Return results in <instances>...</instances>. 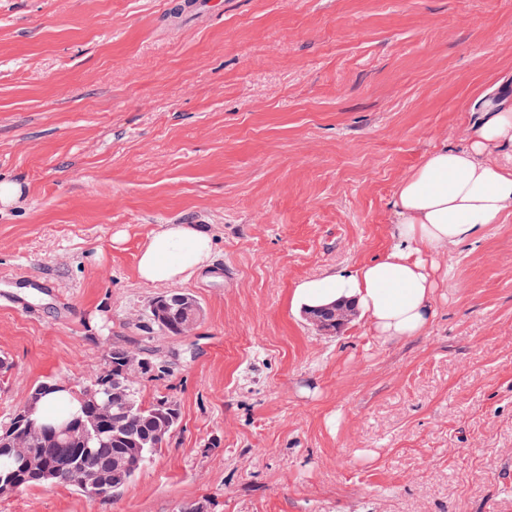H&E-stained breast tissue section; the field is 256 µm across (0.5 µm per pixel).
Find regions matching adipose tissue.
Here are the masks:
<instances>
[{
	"instance_id": "ef3b65f1",
	"label": "adipose tissue",
	"mask_w": 512,
	"mask_h": 512,
	"mask_svg": "<svg viewBox=\"0 0 512 512\" xmlns=\"http://www.w3.org/2000/svg\"><path fill=\"white\" fill-rule=\"evenodd\" d=\"M512 103L485 100L468 144L428 152L398 185L391 207L394 245L352 270L328 271L295 284L290 302L310 313L354 305L374 336L403 342L424 335L434 317L438 259L448 247L479 237L512 214ZM214 235L204 224H162L137 257L139 279L177 286L212 268Z\"/></svg>"
}]
</instances>
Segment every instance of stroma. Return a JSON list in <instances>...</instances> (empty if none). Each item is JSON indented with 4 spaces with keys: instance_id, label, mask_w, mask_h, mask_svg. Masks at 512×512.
<instances>
[{
    "instance_id": "1",
    "label": "stroma",
    "mask_w": 512,
    "mask_h": 512,
    "mask_svg": "<svg viewBox=\"0 0 512 512\" xmlns=\"http://www.w3.org/2000/svg\"><path fill=\"white\" fill-rule=\"evenodd\" d=\"M512 101V0H0V423L143 349L168 444L114 495L0 512H512V214L452 247L425 335L294 314L300 280L394 244L398 183ZM206 224L191 336L136 257ZM121 243H113L115 233ZM175 294L177 293H168L164 296H161L163 297L161 305L166 308L169 314L174 316L167 325L160 327L158 324L152 321L149 316L148 319L153 326H155L158 330L165 333L166 335L180 337L182 336L183 329H181V320L177 317V313L182 309L178 301L173 297Z\"/></svg>"
}]
</instances>
